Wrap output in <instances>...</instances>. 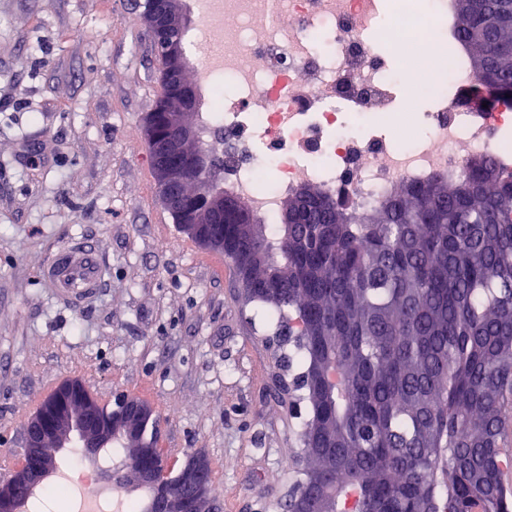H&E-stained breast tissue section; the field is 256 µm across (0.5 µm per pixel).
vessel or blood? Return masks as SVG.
<instances>
[{"mask_svg": "<svg viewBox=\"0 0 512 512\" xmlns=\"http://www.w3.org/2000/svg\"><path fill=\"white\" fill-rule=\"evenodd\" d=\"M100 253L82 244H71L55 252L44 264L41 277L69 304L78 306L94 298L107 275Z\"/></svg>", "mask_w": 512, "mask_h": 512, "instance_id": "b4317fda", "label": "vessel or blood"}]
</instances>
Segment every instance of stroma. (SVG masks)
<instances>
[{"mask_svg":"<svg viewBox=\"0 0 512 512\" xmlns=\"http://www.w3.org/2000/svg\"><path fill=\"white\" fill-rule=\"evenodd\" d=\"M143 3L0 0V436L78 378L101 401L152 403L169 467L202 450L221 512H282L306 416L273 381L290 349L271 344L278 312L245 303L231 264L159 198L144 119L160 61ZM75 241L110 269L76 307L39 281Z\"/></svg>","mask_w":512,"mask_h":512,"instance_id":"obj_1","label":"stroma"}]
</instances>
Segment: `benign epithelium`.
I'll use <instances>...</instances> for the list:
<instances>
[{
    "label": "benign epithelium",
    "instance_id": "1",
    "mask_svg": "<svg viewBox=\"0 0 512 512\" xmlns=\"http://www.w3.org/2000/svg\"><path fill=\"white\" fill-rule=\"evenodd\" d=\"M142 18L157 47L166 36L186 25L179 0H145ZM159 57L166 80L178 90L165 102L164 134L149 130L160 198L183 234L207 248L222 250L224 217L237 212L239 223L250 224L253 215L240 211V201L224 194L222 189L208 190L202 201L183 193V186L198 178L204 161V152L197 145L193 87L184 80L187 61L181 52L172 54L161 50ZM55 398L63 403L72 401L75 408L71 411L61 408L51 418L42 408L27 417L21 432V447L27 457L38 458L39 465L24 464L0 480V512H20L23 500L12 497L10 487L23 485L31 491L36 489L56 471L63 449L85 448L96 456L101 449L123 440L138 446L136 457L149 461L136 476L140 482L156 487L150 512H199L202 504L210 502V462L201 451L190 453L181 467L178 477L181 495L167 494L168 470L152 460L151 449L142 442L143 429L159 422L155 407L148 401L119 393L112 409L104 413L103 406L85 396L82 382L76 379L62 382Z\"/></svg>",
    "mask_w": 512,
    "mask_h": 512
}]
</instances>
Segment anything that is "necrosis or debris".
Returning a JSON list of instances; mask_svg holds the SVG:
<instances>
[{
  "mask_svg": "<svg viewBox=\"0 0 512 512\" xmlns=\"http://www.w3.org/2000/svg\"><path fill=\"white\" fill-rule=\"evenodd\" d=\"M193 10L224 188L266 219L305 185L363 211L401 183L456 179L473 154L512 169V113L462 102L472 74L464 54L448 55L452 0H194ZM416 46L431 49L437 78L406 98L415 70L394 58ZM68 471L57 487L69 499H96L109 482L84 457Z\"/></svg>",
  "mask_w": 512,
  "mask_h": 512,
  "instance_id": "4bbe7bcc",
  "label": "necrosis or debris"
}]
</instances>
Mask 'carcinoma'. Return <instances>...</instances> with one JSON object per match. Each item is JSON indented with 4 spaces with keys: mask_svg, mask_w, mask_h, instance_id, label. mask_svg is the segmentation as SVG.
Segmentation results:
<instances>
[{
    "mask_svg": "<svg viewBox=\"0 0 512 512\" xmlns=\"http://www.w3.org/2000/svg\"><path fill=\"white\" fill-rule=\"evenodd\" d=\"M475 81L512 104V0H452ZM154 128L164 130V102ZM198 178L224 186V160ZM314 186L276 231L228 218L224 257L288 313L310 417L295 487L323 478L327 512H512V171L484 154L460 178L401 184L359 214Z\"/></svg>",
    "mask_w": 512,
    "mask_h": 512,
    "instance_id": "cac0c4a2",
    "label": "carcinoma"
}]
</instances>
